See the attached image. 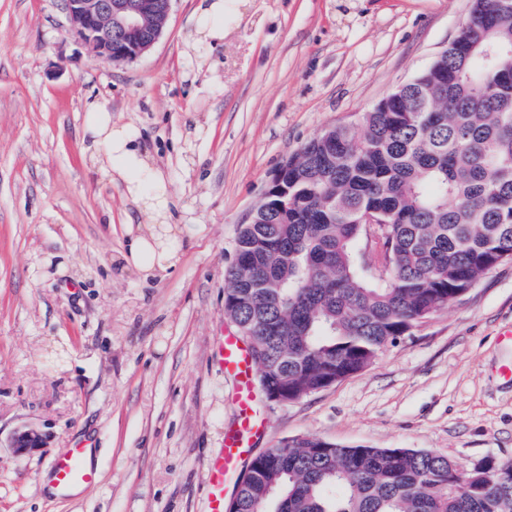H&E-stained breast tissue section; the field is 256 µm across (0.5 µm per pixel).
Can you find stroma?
Masks as SVG:
<instances>
[{
	"label": "stroma",
	"mask_w": 512,
	"mask_h": 512,
	"mask_svg": "<svg viewBox=\"0 0 512 512\" xmlns=\"http://www.w3.org/2000/svg\"><path fill=\"white\" fill-rule=\"evenodd\" d=\"M173 0L154 46L107 63L60 0H0V512H205L206 462L236 408L216 358L224 271L273 173L326 127L359 123L425 70L471 0H224V39ZM135 128L171 193L174 268L144 279L124 185L82 140L87 103ZM512 262L292 403L262 400L255 452L309 435L512 459ZM33 427L44 448L15 456ZM97 450L96 484L50 492L51 460Z\"/></svg>",
	"instance_id": "stroma-1"
}]
</instances>
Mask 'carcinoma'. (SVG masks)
Instances as JSON below:
<instances>
[{
    "label": "carcinoma",
    "instance_id": "obj_1",
    "mask_svg": "<svg viewBox=\"0 0 512 512\" xmlns=\"http://www.w3.org/2000/svg\"><path fill=\"white\" fill-rule=\"evenodd\" d=\"M472 0L448 55L333 126L276 171L240 225L224 315L249 341L259 385L304 397L380 351L512 261V14ZM380 225L370 279L355 260ZM233 512H512V460L480 471L428 450L325 446L296 436L252 460Z\"/></svg>",
    "mask_w": 512,
    "mask_h": 512
}]
</instances>
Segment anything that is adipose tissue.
Returning <instances> with one entry per match:
<instances>
[{
    "mask_svg": "<svg viewBox=\"0 0 512 512\" xmlns=\"http://www.w3.org/2000/svg\"><path fill=\"white\" fill-rule=\"evenodd\" d=\"M83 139L93 162L110 179L125 183L138 214L149 223L131 240L129 263L147 276L174 266L177 254L170 240L168 183L140 149L133 130L113 122L111 112L92 104L87 108Z\"/></svg>",
    "mask_w": 512,
    "mask_h": 512,
    "instance_id": "obj_1",
    "label": "adipose tissue"
}]
</instances>
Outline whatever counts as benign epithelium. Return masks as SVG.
Listing matches in <instances>:
<instances>
[{
	"mask_svg": "<svg viewBox=\"0 0 512 512\" xmlns=\"http://www.w3.org/2000/svg\"><path fill=\"white\" fill-rule=\"evenodd\" d=\"M71 33L90 46L108 63L134 59L149 50L155 41L147 44L112 43V26L117 25L131 33L141 28V21L153 10V0H140L130 9L122 0H61ZM45 443L41 433L21 429L14 433L10 447L17 456H24Z\"/></svg>",
	"mask_w": 512,
	"mask_h": 512,
	"instance_id": "benign-epithelium-1",
	"label": "benign epithelium"
}]
</instances>
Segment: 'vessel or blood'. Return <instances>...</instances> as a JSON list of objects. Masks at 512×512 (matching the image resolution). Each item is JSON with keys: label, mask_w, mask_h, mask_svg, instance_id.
Here are the masks:
<instances>
[{"label": "vessel or blood", "mask_w": 512, "mask_h": 512, "mask_svg": "<svg viewBox=\"0 0 512 512\" xmlns=\"http://www.w3.org/2000/svg\"><path fill=\"white\" fill-rule=\"evenodd\" d=\"M219 364L233 383L236 419L224 435V446L208 461L206 512H224V496L242 463L249 457L268 424L260 413L254 385V363L248 344L233 333H225L219 345ZM51 481L59 492L89 486L97 482L98 472L88 466L85 448L66 449L50 465Z\"/></svg>", "instance_id": "vessel-or-blood-1"}]
</instances>
